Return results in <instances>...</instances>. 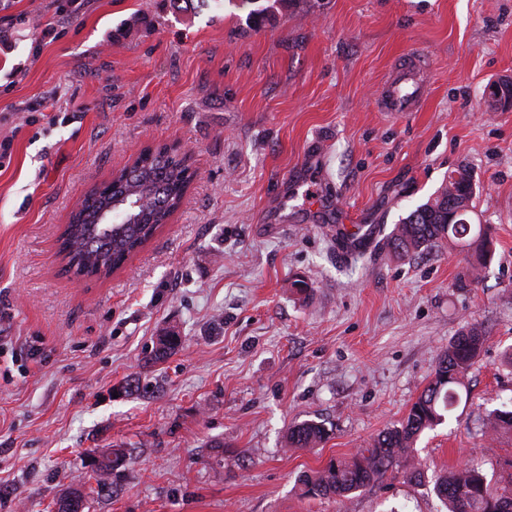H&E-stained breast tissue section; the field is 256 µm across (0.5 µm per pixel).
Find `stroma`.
Masks as SVG:
<instances>
[{"label": "stroma", "instance_id": "35a3bbf8", "mask_svg": "<svg viewBox=\"0 0 512 512\" xmlns=\"http://www.w3.org/2000/svg\"><path fill=\"white\" fill-rule=\"evenodd\" d=\"M0 0V512H444L434 492L467 464L512 472V0H283L260 29L231 0ZM58 38L41 32L58 13ZM413 51L417 111L378 95ZM190 152L168 224L111 277L78 282L58 237L89 188L149 145ZM469 166L472 223L494 254L460 288L468 250L415 256L385 236ZM376 227L339 261L336 233ZM308 294H297L296 280ZM486 344L455 409L374 487L303 496L299 478L350 458L405 418L462 328ZM182 346L146 354L161 332ZM328 432L293 448L288 430ZM121 448L111 493L88 460ZM327 437L325 427L308 420L294 425L288 432V443L293 448H313Z\"/></svg>", "mask_w": 512, "mask_h": 512}]
</instances>
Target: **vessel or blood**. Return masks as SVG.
Masks as SVG:
<instances>
[{
	"mask_svg": "<svg viewBox=\"0 0 512 512\" xmlns=\"http://www.w3.org/2000/svg\"><path fill=\"white\" fill-rule=\"evenodd\" d=\"M428 66L420 54L403 59L393 76L384 82L380 103L386 112H413L429 91Z\"/></svg>",
	"mask_w": 512,
	"mask_h": 512,
	"instance_id": "b4317fda",
	"label": "vessel or blood"
}]
</instances>
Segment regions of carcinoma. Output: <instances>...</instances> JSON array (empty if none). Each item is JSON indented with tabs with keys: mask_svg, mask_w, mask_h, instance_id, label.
<instances>
[{
	"mask_svg": "<svg viewBox=\"0 0 512 512\" xmlns=\"http://www.w3.org/2000/svg\"><path fill=\"white\" fill-rule=\"evenodd\" d=\"M249 8V24L266 20L272 9L260 0H241ZM145 151L135 160L137 174L128 181L124 170L97 192L86 194L78 213V222L67 224L60 236V252L67 253L65 271L75 277L96 274L107 278L164 224L170 210L183 198L188 173L186 157L161 155ZM470 169L461 166L448 173V181L436 196L417 206L386 237V245L402 256L419 255L446 243L450 246L478 244L477 261L469 263L463 278L474 283L492 256L493 242L487 230L472 227L469 221L473 197ZM122 196L143 201L128 224H105L101 212ZM486 341L485 331L478 325L463 328L441 354L434 376L411 406L400 426L380 433L369 448L348 460L331 462L324 469L300 478L302 494L308 497L348 496L382 479L411 447L422 432L440 422L443 412L456 401L457 388L480 356ZM182 344L181 337H158L153 350L156 360L166 358ZM327 437L325 427L308 420L294 425L288 432L293 448H312ZM123 462L115 454L112 464L93 468L99 490L107 488V478ZM448 512H491L490 501L501 505L496 512H512V474L492 480L474 466L451 470L441 475L434 486Z\"/></svg>",
	"mask_w": 512,
	"mask_h": 512,
	"instance_id": "1",
	"label": "carcinoma"
}]
</instances>
